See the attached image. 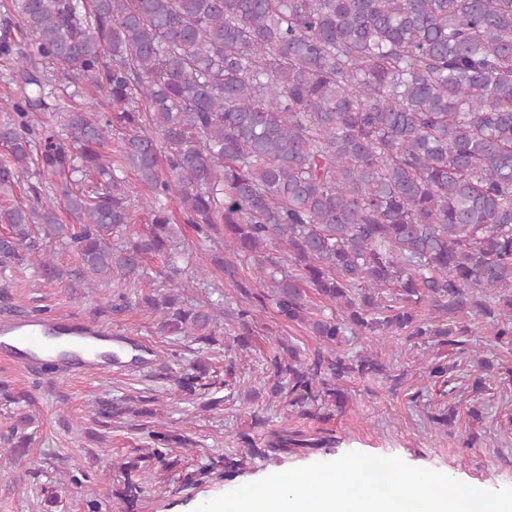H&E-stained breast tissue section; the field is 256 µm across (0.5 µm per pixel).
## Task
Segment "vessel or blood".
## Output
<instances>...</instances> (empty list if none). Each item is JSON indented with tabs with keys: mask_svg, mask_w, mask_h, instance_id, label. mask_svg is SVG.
Returning a JSON list of instances; mask_svg holds the SVG:
<instances>
[{
	"mask_svg": "<svg viewBox=\"0 0 512 512\" xmlns=\"http://www.w3.org/2000/svg\"><path fill=\"white\" fill-rule=\"evenodd\" d=\"M123 345V337L96 324L54 316L19 315L0 323V356L32 365L47 364L57 371L101 369L111 356L101 346Z\"/></svg>",
	"mask_w": 512,
	"mask_h": 512,
	"instance_id": "obj_1",
	"label": "vessel or blood"
}]
</instances>
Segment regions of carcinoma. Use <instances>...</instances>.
Segmentation results:
<instances>
[{
  "label": "carcinoma",
  "mask_w": 512,
  "mask_h": 512,
  "mask_svg": "<svg viewBox=\"0 0 512 512\" xmlns=\"http://www.w3.org/2000/svg\"><path fill=\"white\" fill-rule=\"evenodd\" d=\"M22 49L0 36V58L25 84L0 101V190L28 183L27 204L0 205V267L39 260L47 281L89 285L152 279L138 305L160 332L220 344L216 315L184 301L204 275L177 265L183 242L168 201L206 242L246 298L310 327L327 347L312 362L284 346L270 357L289 405L343 397L329 380L382 373L345 357L346 332L464 345L467 332L431 325L418 309L481 316L512 337V0H16ZM56 74L46 76L47 66ZM89 85L112 107L63 113L60 130L29 115L57 110L52 88ZM135 172L137 183L126 176ZM77 220L63 224L42 196ZM148 210L144 234L132 209ZM80 258L66 271L47 248ZM255 265L258 295L237 279ZM335 306L308 318L307 289ZM288 377V385L281 378ZM156 447L124 461L120 496L136 506L131 471L192 448L155 431ZM271 433L273 451L316 447Z\"/></svg>",
  "instance_id": "1"
}]
</instances>
